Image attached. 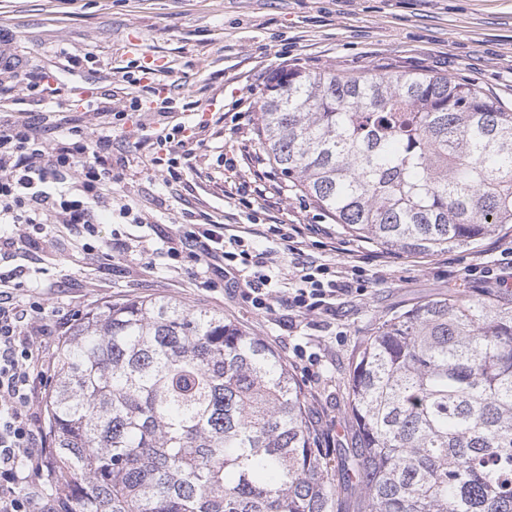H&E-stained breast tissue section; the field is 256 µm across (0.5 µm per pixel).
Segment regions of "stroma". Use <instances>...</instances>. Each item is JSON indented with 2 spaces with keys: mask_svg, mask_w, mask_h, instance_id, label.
<instances>
[{
  "mask_svg": "<svg viewBox=\"0 0 512 512\" xmlns=\"http://www.w3.org/2000/svg\"><path fill=\"white\" fill-rule=\"evenodd\" d=\"M0 49L31 75L54 70L53 102L18 86L0 96V119L39 118L46 140L67 119L89 139L112 138L117 178L95 211L100 234L54 227L0 259L16 270L15 301L46 305L47 323L91 305L167 296L190 308L220 311L269 345L294 372L319 440L351 448L348 380L359 346L377 322L452 292L498 288L512 278L490 271L512 251V230L474 249L415 255L378 249L340 224L288 180L262 147L257 112L268 79L280 70H378L435 73L476 84L512 109V0H0ZM148 68L154 87L196 133L176 180L151 166L144 131L153 113L113 125V109L138 95L126 72ZM103 95L97 110L84 108ZM235 170L220 167L222 155ZM213 219L245 227L312 224L307 260L363 258L364 293L337 297L330 312L261 314L214 275H192L188 259H170L176 225Z\"/></svg>",
  "mask_w": 512,
  "mask_h": 512,
  "instance_id": "1",
  "label": "stroma"
}]
</instances>
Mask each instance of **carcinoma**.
Masks as SVG:
<instances>
[{
	"instance_id": "1",
	"label": "carcinoma",
	"mask_w": 512,
	"mask_h": 512,
	"mask_svg": "<svg viewBox=\"0 0 512 512\" xmlns=\"http://www.w3.org/2000/svg\"><path fill=\"white\" fill-rule=\"evenodd\" d=\"M275 164L351 235L465 251L512 224V111L430 74L279 71ZM355 447L317 445L286 362L224 314L104 302L62 342L43 481L61 512H512V297L430 299L378 322L348 382Z\"/></svg>"
}]
</instances>
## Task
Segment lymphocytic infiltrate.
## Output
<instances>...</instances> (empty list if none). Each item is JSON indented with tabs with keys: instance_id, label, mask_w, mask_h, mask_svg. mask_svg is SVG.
<instances>
[{
	"instance_id": "1",
	"label": "lymphocytic infiltrate",
	"mask_w": 512,
	"mask_h": 512,
	"mask_svg": "<svg viewBox=\"0 0 512 512\" xmlns=\"http://www.w3.org/2000/svg\"><path fill=\"white\" fill-rule=\"evenodd\" d=\"M185 124L150 133L157 151L152 165L166 167L177 177V150L186 143ZM112 139L91 141L71 128L67 138L50 143L35 123L17 119L0 124V224L36 230L59 224L97 236L93 202L112 192ZM298 258L288 271L290 290L283 291L267 273L270 257L253 242L214 221L181 224L169 237L168 251L188 258L197 269L228 279L245 273L241 297L261 313L285 308L303 315L322 311L327 300L351 291L345 269L303 261L306 227H274ZM12 272L0 270V512H58L59 501L39 484L26 483L25 472L43 471L49 455L46 436L33 406L39 397L34 377L51 373L66 325L48 327L41 319L42 302L22 309L7 286Z\"/></svg>"
}]
</instances>
